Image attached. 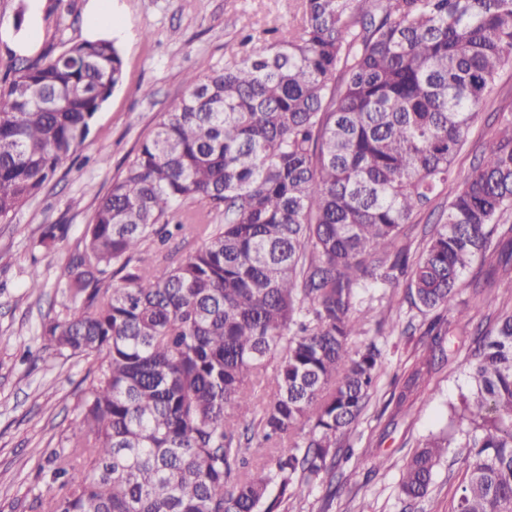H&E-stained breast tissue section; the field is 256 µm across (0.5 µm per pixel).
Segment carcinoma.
I'll return each instance as SVG.
<instances>
[{"label": "carcinoma", "mask_w": 512, "mask_h": 512, "mask_svg": "<svg viewBox=\"0 0 512 512\" xmlns=\"http://www.w3.org/2000/svg\"><path fill=\"white\" fill-rule=\"evenodd\" d=\"M506 66L512 0H299L277 41L186 74L99 201L42 325L49 353L89 369L39 512H282L334 477L381 377L376 340L352 348L363 294L403 277L433 315L431 357L401 404L445 353L460 290L512 288V255L488 261L512 215V121L416 249L401 243ZM121 79L114 43L85 39L0 80V223L77 152ZM475 263L483 279L467 285ZM468 380L400 493L424 498L462 437L448 512H512V306Z\"/></svg>", "instance_id": "1"}]
</instances>
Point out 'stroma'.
<instances>
[{
    "mask_svg": "<svg viewBox=\"0 0 512 512\" xmlns=\"http://www.w3.org/2000/svg\"><path fill=\"white\" fill-rule=\"evenodd\" d=\"M88 0H41L36 57L50 59L70 44L86 39ZM298 0H112L119 20L112 34L123 62V80L97 112L82 148L65 159L52 180L30 198L12 223L0 224V512H36L45 493L40 471L69 434L85 389L84 360L48 356L41 324L66 282V267L75 246L93 220L99 200L133 158L141 140L161 113L185 94L183 76H200L223 68L244 50L272 42L292 19ZM154 98H144L143 88ZM497 115L481 114L454 162L451 197L476 154L494 137L501 120H512V68L500 71L492 90ZM47 224L66 227L53 250L38 245ZM38 268L43 286L28 288V273ZM512 306V292L482 301L465 289L460 314L449 315L448 359L436 363L431 377L403 406L390 405L431 339L427 316L411 307L405 286L377 288L369 337L383 351V370L369 404L349 440L350 459L340 461L334 481L340 491L325 501V490L291 500L292 512H448L468 459L465 449H450L436 468L425 498L407 502L400 495L401 470L413 451L446 420L447 404L468 384L467 368L475 330L502 307Z\"/></svg>",
    "mask_w": 512,
    "mask_h": 512,
    "instance_id": "1",
    "label": "stroma"
}]
</instances>
